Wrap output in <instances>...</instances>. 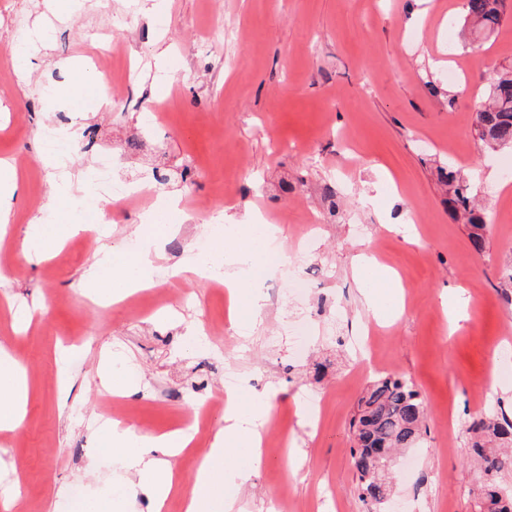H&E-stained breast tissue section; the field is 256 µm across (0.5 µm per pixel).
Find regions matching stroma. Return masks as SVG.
Wrapping results in <instances>:
<instances>
[{
	"label": "stroma",
	"mask_w": 512,
	"mask_h": 512,
	"mask_svg": "<svg viewBox=\"0 0 512 512\" xmlns=\"http://www.w3.org/2000/svg\"><path fill=\"white\" fill-rule=\"evenodd\" d=\"M460 0H160L146 16L143 0H73L54 15L48 0H0V158H26L27 185L17 225L67 221L52 204L41 131H70L69 168L94 177L98 155L112 158L115 179H150L174 192L183 213L163 223L173 234L164 264H188L217 223L262 214L283 234L265 266L262 288L301 280L302 293L264 306L245 330L230 322L218 287L190 274L154 287L159 303L130 297L103 307L81 274L98 246L79 233L40 263L0 250V345L26 367L33 390L23 425L0 438L23 457L24 476L0 468V503L14 481L35 512H49L58 488L82 496L124 487L91 420L111 359L138 370L126 403L141 433L179 427L195 404L219 397L228 373L245 377L253 398L274 394L263 463L231 489L239 512H368L351 465L350 422L367 385L403 376L427 404L426 432L393 471L392 512H474L478 474L468 464L465 422L496 400L512 406V148L491 150L475 132L476 112L494 73L512 70V0L496 33L473 45ZM44 17L54 36L49 56L28 54L29 81L18 87L15 45ZM111 42L109 72L125 81V99L109 111L72 112L67 91L94 71L93 55ZM147 146L134 152L129 138ZM468 180L487 216L485 248L454 219L438 170ZM336 192L329 213L324 187ZM151 208L149 199L113 198L101 233L127 244ZM321 218L297 262L294 245L309 213ZM417 237L392 232L409 216ZM369 253L395 270L406 312L392 319L377 302L379 333L361 352L347 339L367 333L365 291L354 269ZM465 288L471 298L456 332L441 299ZM46 297L40 324L14 334L8 306ZM220 325L221 350L187 343L186 326ZM307 326L308 345L294 353L284 325ZM79 351L58 362L59 347ZM495 391H488L489 377ZM312 393L322 410L305 407ZM96 473H87L88 463Z\"/></svg>",
	"instance_id": "35a3bbf8"
}]
</instances>
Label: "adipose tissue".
Returning a JSON list of instances; mask_svg holds the SVG:
<instances>
[{
	"label": "adipose tissue",
	"instance_id": "obj_1",
	"mask_svg": "<svg viewBox=\"0 0 512 512\" xmlns=\"http://www.w3.org/2000/svg\"><path fill=\"white\" fill-rule=\"evenodd\" d=\"M25 183L16 169L0 163V248L18 245L25 261L40 259L47 239L45 225H25L15 233L11 224L17 206L25 196ZM170 230L166 224H143L138 231L144 239L139 252L126 253L121 245L94 256L82 274L84 287L102 301L120 302L140 289L150 287L154 276H179L176 268L160 263L159 247ZM278 237L277 228L250 224L246 234L236 237L234 249H227L224 239H217L210 261L247 272V279L226 277L225 284L236 296L247 315L259 314L263 296L253 270L269 245ZM29 397L26 369L0 345V432L16 430L24 421ZM224 423L217 430L207 453L196 469L190 491H182L175 464L192 447L194 428L175 429L160 434H142L132 427L113 423L103 440L113 457L132 478L129 498L144 494L151 510L164 512L176 496L184 501V512H233L235 501L224 488L241 480L247 469L261 464L260 430L266 423L272 400L251 399L234 387L224 390Z\"/></svg>",
	"mask_w": 512,
	"mask_h": 512
}]
</instances>
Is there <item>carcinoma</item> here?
Wrapping results in <instances>:
<instances>
[{"mask_svg":"<svg viewBox=\"0 0 512 512\" xmlns=\"http://www.w3.org/2000/svg\"><path fill=\"white\" fill-rule=\"evenodd\" d=\"M505 0H466L469 30L479 36L494 31L503 21ZM475 130L491 147H512V70L497 75L489 102L476 113ZM453 215L471 228L475 249L483 248L485 221L470 185L453 168L443 173ZM427 408L413 383L389 376L375 382L362 397L351 420L354 445L350 448L360 496L371 509L386 503L390 494L391 462L403 448L422 437ZM472 434L470 456L482 473L476 499L480 512H512V418L494 406L466 425Z\"/></svg>","mask_w":512,"mask_h":512,"instance_id":"obj_1","label":"carcinoma"}]
</instances>
